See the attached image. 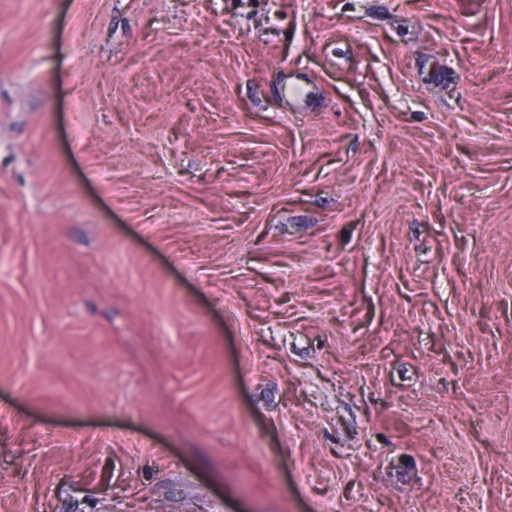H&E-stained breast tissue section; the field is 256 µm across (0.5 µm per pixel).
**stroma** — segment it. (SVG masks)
I'll return each mask as SVG.
<instances>
[{
  "label": "stroma",
  "instance_id": "stroma-1",
  "mask_svg": "<svg viewBox=\"0 0 512 512\" xmlns=\"http://www.w3.org/2000/svg\"><path fill=\"white\" fill-rule=\"evenodd\" d=\"M510 502L512 0H0V512Z\"/></svg>",
  "mask_w": 512,
  "mask_h": 512
}]
</instances>
